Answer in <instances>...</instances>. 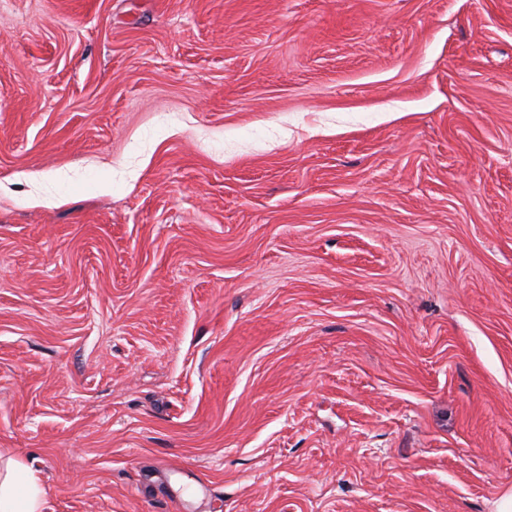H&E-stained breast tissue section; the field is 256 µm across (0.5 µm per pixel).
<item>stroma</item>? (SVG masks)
<instances>
[{"mask_svg": "<svg viewBox=\"0 0 512 512\" xmlns=\"http://www.w3.org/2000/svg\"><path fill=\"white\" fill-rule=\"evenodd\" d=\"M0 448L43 512H494L512 0H0Z\"/></svg>", "mask_w": 512, "mask_h": 512, "instance_id": "stroma-1", "label": "stroma"}]
</instances>
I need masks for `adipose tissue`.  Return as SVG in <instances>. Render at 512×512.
I'll use <instances>...</instances> for the list:
<instances>
[{
  "label": "adipose tissue",
  "mask_w": 512,
  "mask_h": 512,
  "mask_svg": "<svg viewBox=\"0 0 512 512\" xmlns=\"http://www.w3.org/2000/svg\"><path fill=\"white\" fill-rule=\"evenodd\" d=\"M0 512H42L47 494L41 477L24 462L0 448Z\"/></svg>",
  "instance_id": "ef3b65f1"
}]
</instances>
